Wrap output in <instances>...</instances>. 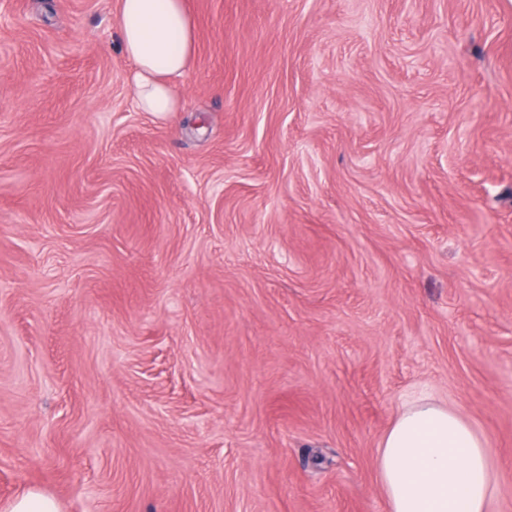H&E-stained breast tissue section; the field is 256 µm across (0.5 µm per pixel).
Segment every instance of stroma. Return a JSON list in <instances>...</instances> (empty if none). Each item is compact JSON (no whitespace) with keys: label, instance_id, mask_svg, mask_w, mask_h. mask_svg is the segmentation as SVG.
I'll list each match as a JSON object with an SVG mask.
<instances>
[{"label":"stroma","instance_id":"obj_1","mask_svg":"<svg viewBox=\"0 0 512 512\" xmlns=\"http://www.w3.org/2000/svg\"><path fill=\"white\" fill-rule=\"evenodd\" d=\"M178 111L118 0H0V503L388 512L412 402L512 512V0H186ZM2 512H61L59 500L51 493L28 488L18 493L7 504H0Z\"/></svg>","mask_w":512,"mask_h":512}]
</instances>
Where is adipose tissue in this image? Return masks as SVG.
I'll return each mask as SVG.
<instances>
[{"label":"adipose tissue","mask_w":512,"mask_h":512,"mask_svg":"<svg viewBox=\"0 0 512 512\" xmlns=\"http://www.w3.org/2000/svg\"><path fill=\"white\" fill-rule=\"evenodd\" d=\"M123 53L141 111H178L175 86L195 50L184 0H119ZM378 483L389 512H489L494 484L483 439L455 410L433 402L406 407L384 435Z\"/></svg>","instance_id":"adipose-tissue-1"}]
</instances>
